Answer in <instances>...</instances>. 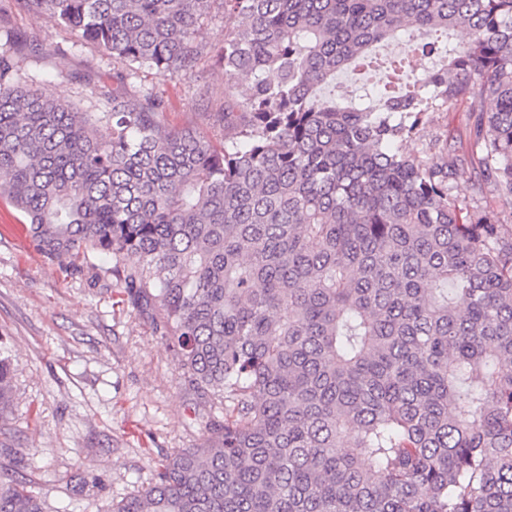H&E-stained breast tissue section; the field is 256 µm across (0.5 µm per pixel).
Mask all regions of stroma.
Masks as SVG:
<instances>
[{
    "label": "stroma",
    "instance_id": "35a3bbf8",
    "mask_svg": "<svg viewBox=\"0 0 512 512\" xmlns=\"http://www.w3.org/2000/svg\"><path fill=\"white\" fill-rule=\"evenodd\" d=\"M11 26L42 46L21 73L83 110L97 102L91 88L111 84L112 64L91 45L45 16L13 12ZM209 48L192 78L140 73L139 85L166 102V121L204 134L223 123L204 94L224 91L214 50L224 43V15L201 25ZM452 140L467 156L471 122L464 109L436 113L412 142ZM24 219L0 199V356L14 367V402L0 420V467L29 479L48 512H106L111 503L147 488L165 455L201 444L224 414L185 379L176 357L146 315L128 303L106 270L110 256L76 276L47 260L22 229Z\"/></svg>",
    "mask_w": 512,
    "mask_h": 512
}]
</instances>
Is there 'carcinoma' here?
Returning <instances> with one entry per match:
<instances>
[{
  "instance_id": "obj_1",
  "label": "carcinoma",
  "mask_w": 512,
  "mask_h": 512,
  "mask_svg": "<svg viewBox=\"0 0 512 512\" xmlns=\"http://www.w3.org/2000/svg\"><path fill=\"white\" fill-rule=\"evenodd\" d=\"M112 60L105 110L19 72L0 26V198L73 275L112 256L188 383L224 405L110 512H512V0H12ZM224 9L220 144L132 79L192 74ZM464 40L363 105L318 91L400 30ZM467 105L472 160L406 149ZM479 165L477 195L452 185ZM13 369L0 359V418ZM0 512H45L0 473ZM200 39L208 49H217L224 44V14L221 11L213 10L203 19Z\"/></svg>"
}]
</instances>
